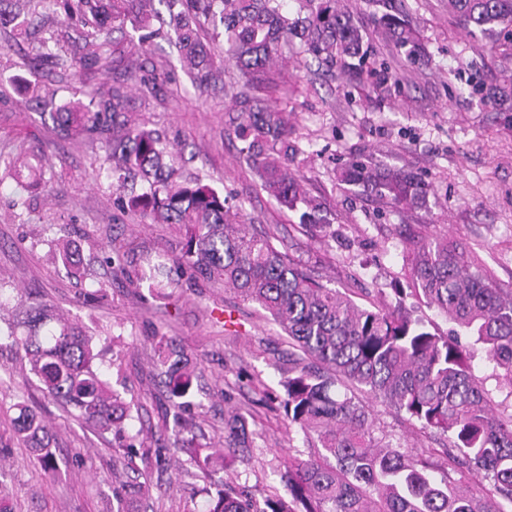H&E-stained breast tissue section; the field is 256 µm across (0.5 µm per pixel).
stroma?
I'll return each mask as SVG.
<instances>
[{"mask_svg": "<svg viewBox=\"0 0 512 512\" xmlns=\"http://www.w3.org/2000/svg\"><path fill=\"white\" fill-rule=\"evenodd\" d=\"M368 41L366 67L385 75L353 79L341 67L319 65L288 53L268 97L291 114L295 153L288 165L323 204L332 239L307 232L297 213L281 208L259 186L240 152L230 124L238 109V71L224 59L223 39H208L222 82L200 91L180 68L167 41L144 45L162 63L168 90L134 96L140 122L163 130L185 157L184 180L202 178L229 203L242 206L250 230L313 278L346 293L358 305L404 304L415 317L448 331L444 315L410 295L406 258L424 238L448 235L478 259L488 275L512 289V38L469 32L448 9V0H406L424 52L419 63L399 55L385 35L381 8L372 0H342ZM139 34L123 24L105 66H76L66 77L47 72L43 83L59 98L73 89L94 91L122 76ZM30 75L18 47L0 35V280L33 302L53 305L109 346L112 361L100 370L111 384H124L142 409L129 434L167 438L164 378L153 366V346L173 338L196 357L202 376L190 389L194 435L212 448L224 440L229 407L247 411L255 437L249 463L237 465L238 482L263 491L278 486L288 457L303 449L274 403L288 369L285 333L257 304L218 283L181 278L177 287L130 282L103 262L117 250L127 258L178 253L177 225L152 224L120 211L117 191L101 176L110 162L104 143L58 141L31 106ZM355 160L416 173L429 186L412 209L394 207L374 195L347 190L341 169ZM60 239L82 248L87 273L71 276L45 256ZM106 297H99L98 288ZM474 374L502 412L512 414V387L495 378L481 346L466 342ZM23 400L51 428L60 471L44 472L14 437L16 401ZM376 429L400 437L414 451L438 447L436 438L393 409L371 406ZM112 434H97L76 420L20 373L14 350L0 348V505L8 512H112ZM201 481L168 485L151 473L149 492L157 512H199Z\"/></svg>", "mask_w": 512, "mask_h": 512, "instance_id": "stroma-1", "label": "stroma"}]
</instances>
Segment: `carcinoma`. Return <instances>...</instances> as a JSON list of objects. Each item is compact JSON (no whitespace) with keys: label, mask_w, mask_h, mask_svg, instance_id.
<instances>
[{"label":"carcinoma","mask_w":512,"mask_h":512,"mask_svg":"<svg viewBox=\"0 0 512 512\" xmlns=\"http://www.w3.org/2000/svg\"><path fill=\"white\" fill-rule=\"evenodd\" d=\"M47 1L66 18L92 28L81 58L50 51L28 63L66 70L75 63L103 65L107 43L97 36L121 18L132 16L135 29L156 34L155 22L175 37L182 68L201 90L219 77L201 38V19L222 27L226 52L235 60L245 110L237 117L243 154L261 189L277 203L300 212L310 230L330 225L322 203L308 194L288 167L293 150L288 112L270 105L257 92L274 83L271 73L279 47L298 38L300 49L321 62L340 63L355 79L367 71L360 27L336 0H319L307 17L291 18L282 0H27ZM386 9L381 17L387 38L414 63L422 55L419 40L402 0H375ZM451 10L474 29L496 32L512 25V0H448ZM48 27V16L17 13L12 29L16 45L28 39L34 21ZM167 83L154 63L136 64L126 79L80 99L55 104L54 93L35 98L40 118L58 139L85 136L108 145V177L121 192L117 204L153 224L186 228L181 254L132 268L120 256L108 257L127 279L171 285L172 266L198 279L222 282L241 300L258 304L288 337V376L281 381L279 405L288 425L304 436L301 456L288 459L280 486L256 498L224 474L237 460H249L253 448L248 421L236 408L224 414L222 448H201L189 419L187 400L198 370L197 359L172 341L154 348L156 366L165 375L171 401L170 447L157 449L154 467L170 468L166 451L186 456L173 480L188 475L206 483L202 512H509L512 509V415H500L489 393L475 378L460 341L464 334L482 346L494 369L512 387V291L499 288L471 253L448 237L428 239L408 257L414 295L443 313L455 329L439 333L403 308H364L345 293L324 286L291 263L267 237L249 232L240 212L225 207L224 196L211 184L178 180L177 155L167 136L128 118L133 86L155 96ZM344 184L369 191L397 207L413 206L427 186L413 173L379 170L353 161L341 171ZM56 260L67 272L81 271V255L67 243L56 245ZM16 349L22 370L41 392L76 413L101 434L120 444L112 454V512H146L148 474L131 467L143 442L128 434L126 422L137 407L134 399L102 379L95 360L102 359L95 337L64 317L54 306L31 304L16 324L0 329V341ZM394 408L420 429L443 441V448L413 453L393 437L377 432L366 406L356 396ZM13 419L17 439L49 474L58 472L52 433L23 403ZM487 482L486 495L466 487L465 475Z\"/></svg>","instance_id":"obj_1"}]
</instances>
